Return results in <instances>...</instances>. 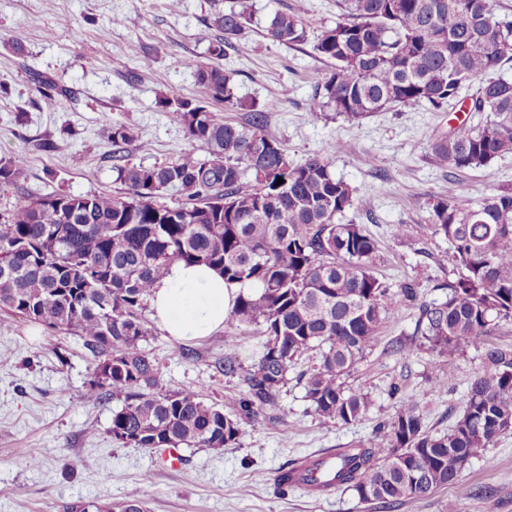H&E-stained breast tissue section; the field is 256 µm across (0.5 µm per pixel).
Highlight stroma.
<instances>
[{
    "label": "stroma",
    "mask_w": 512,
    "mask_h": 512,
    "mask_svg": "<svg viewBox=\"0 0 512 512\" xmlns=\"http://www.w3.org/2000/svg\"><path fill=\"white\" fill-rule=\"evenodd\" d=\"M213 5L181 0L174 10L169 0H0V158L23 168L16 186L0 190V213L53 191L125 194L101 133L105 123L133 131L126 153L137 165L170 162L189 149L158 99H205L194 71L216 36L209 25ZM253 10L248 35L223 60L236 73L237 96L264 113L265 133L294 162L342 140L346 150L332 158L331 168L373 202L371 213L348 216L378 245L377 276L391 287L415 283L429 300L444 298L443 284L457 270L447 240L428 222L429 204L452 186L482 197L512 185V156L451 173L439 167L429 142L482 121L457 102L444 112L396 107L358 123L329 109L311 111L316 80L329 68L312 40L335 24L336 0H253ZM278 11L306 22L308 43L287 46L267 38L265 28ZM41 76L71 91L58 111L41 108ZM398 224L408 226L407 237L394 236ZM415 318L410 307L390 315L377 346L347 376L348 385L374 400L362 420L319 423L302 385L292 380L277 409L244 424L235 447L221 454L183 449L185 466L173 470L158 466L153 450L113 441L108 429L115 402L84 404L96 361L80 337L0 311V512H67L80 500L113 502L133 494L147 512H512V432L472 459L457 484L388 511L360 503L350 490L277 492L274 478L283 465L368 440L402 402L417 403L432 432L447 430L463 412L468 387L483 367L482 350L469 346L442 357L393 352ZM143 348L164 389L191 388L206 403L220 404L241 388L219 368L223 333L180 342L156 327ZM448 371L454 374L448 388L430 391L431 381ZM23 448L40 449L39 467L25 466ZM147 472L152 479L146 483Z\"/></svg>",
    "instance_id": "35a3bbf8"
}]
</instances>
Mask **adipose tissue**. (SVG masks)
I'll return each mask as SVG.
<instances>
[{
    "mask_svg": "<svg viewBox=\"0 0 512 512\" xmlns=\"http://www.w3.org/2000/svg\"><path fill=\"white\" fill-rule=\"evenodd\" d=\"M250 284H228L204 264L176 263L154 286L150 303L157 324L169 336L196 340L223 330L240 296L254 293Z\"/></svg>",
    "mask_w": 512,
    "mask_h": 512,
    "instance_id": "obj_1",
    "label": "adipose tissue"
}]
</instances>
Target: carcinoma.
<instances>
[{
  "mask_svg": "<svg viewBox=\"0 0 512 512\" xmlns=\"http://www.w3.org/2000/svg\"><path fill=\"white\" fill-rule=\"evenodd\" d=\"M336 6L341 18L314 45L331 66L319 78L313 111L330 107L359 121L395 107L440 112L466 96L483 121L435 137L428 147L433 159L460 170L512 155V79L497 75L512 62V21L496 15L493 0H337ZM252 7V0H235L215 11L212 26L220 36L209 45L210 62L196 65L197 83L226 110L245 102L235 93V72L219 61L248 33ZM266 35L285 45L308 38L303 19L284 12L274 14ZM40 84L44 110L55 111L69 95L46 79ZM160 106L191 150L171 163L131 164L124 152L133 132L106 124L113 171L126 195L48 193L0 217V309L83 339L99 363L82 398L89 405L121 403L109 427L115 441L220 452L238 444L242 424L277 405L289 372L314 350L319 364L297 378L313 415L324 424L363 418L372 399L346 385V376L377 345L383 321L412 305V337L396 342L395 351L418 344L443 355L484 347V367L462 415L448 431L431 433L418 405L404 402L372 439L335 449L330 478H313L324 461L310 456L281 467L275 487L281 494L310 482L320 493L345 487L364 504L391 505L456 484L465 464L484 455L512 421V348L484 345L500 323H512V185L474 198L450 184L433 199L429 223L448 240L461 273L444 284L445 299L423 301L414 285L393 290L374 275L376 241L344 221L346 211L369 212L372 203L331 170V158L345 150L342 141L296 164L265 134L261 111L242 126L193 98L165 96ZM21 174L16 161L0 159V189L16 185ZM166 189L183 201L158 204ZM178 262L204 263L227 283L259 288L227 318L221 369L244 389L220 405L194 389L163 390L142 347L151 335L143 317L147 297ZM252 325L264 327L266 342L245 367L236 332ZM116 509L146 512L138 495L70 505V512Z\"/></svg>",
  "mask_w": 512,
  "mask_h": 512,
  "instance_id": "obj_1",
  "label": "carcinoma"
}]
</instances>
